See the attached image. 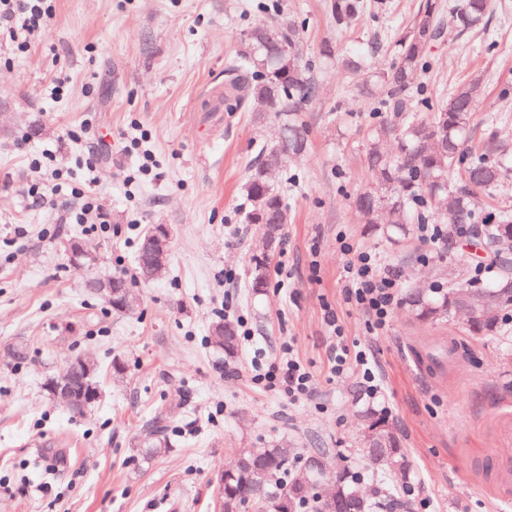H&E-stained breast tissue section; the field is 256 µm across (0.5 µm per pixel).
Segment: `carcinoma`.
<instances>
[{"mask_svg": "<svg viewBox=\"0 0 512 512\" xmlns=\"http://www.w3.org/2000/svg\"><path fill=\"white\" fill-rule=\"evenodd\" d=\"M329 8L336 25L344 28L369 15L375 19L386 14V0H330ZM491 0H463L448 4V24L460 32L484 26L490 14ZM305 23L278 12L275 20L252 26L243 33L248 50L230 59L225 69L224 102L227 109L250 100L259 118L271 112L282 120L281 144L262 149L265 161L251 169L244 185L248 211L246 223L259 224L265 240L280 244L288 223V210L282 194L269 181L270 168L285 155L299 156L308 144L306 125L296 113L317 97V82L312 64L300 48V31ZM442 33V7L436 0H424L417 19L394 40L395 59L389 69L373 75L367 56L378 52L381 42L371 43L364 55L340 56L330 43H323L320 56L336 61L346 73H362L360 91L369 96L376 112L366 142L365 157L368 185L354 197L362 223L384 224L392 234L404 233L410 224H439L441 241L452 248L466 224H478L483 243L498 260V273L478 286L467 274L450 288H418L405 295V301L422 321H446L456 314L458 294L472 292L490 298L487 305H476L469 312L468 330L485 336L504 330L512 317V254L500 253L499 243L512 240V210H484L478 193L490 192L503 183L508 167L499 157L500 146L484 144L480 155L470 157L464 151L469 140L473 114L482 96V79L475 77L456 86L448 96L435 101L424 87L413 86L416 75L429 67V53ZM275 250L253 257L250 287L259 292L267 285V275ZM211 347L226 357L237 352L235 327L215 322L210 335ZM368 426H381L383 452L363 449L377 469L406 473L409 461L401 448L392 423L380 415H367ZM146 448L152 456L167 451L168 441L158 425L146 436ZM286 448H244L235 463L224 470L221 484V512H299L301 506L318 501V512H410L407 493L388 489L364 492L360 478L347 467L336 470V488L326 494L319 489L322 463L316 457L306 460L285 483L276 479L288 471Z\"/></svg>", "mask_w": 512, "mask_h": 512, "instance_id": "carcinoma-1", "label": "carcinoma"}]
</instances>
